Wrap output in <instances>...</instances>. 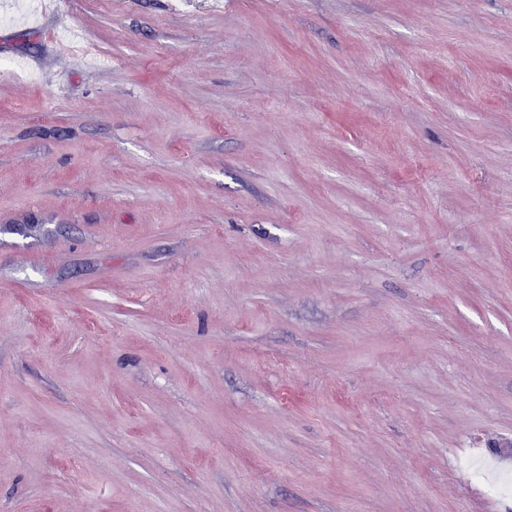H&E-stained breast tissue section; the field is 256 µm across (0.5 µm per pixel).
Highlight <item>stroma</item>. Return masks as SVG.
<instances>
[{"instance_id": "35a3bbf8", "label": "stroma", "mask_w": 512, "mask_h": 512, "mask_svg": "<svg viewBox=\"0 0 512 512\" xmlns=\"http://www.w3.org/2000/svg\"><path fill=\"white\" fill-rule=\"evenodd\" d=\"M14 10L0 512H512V0Z\"/></svg>"}]
</instances>
